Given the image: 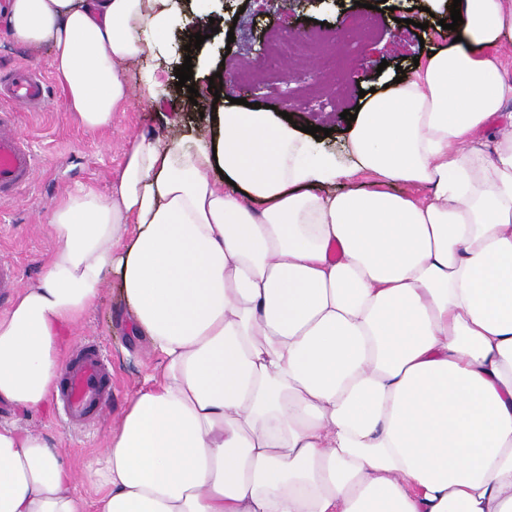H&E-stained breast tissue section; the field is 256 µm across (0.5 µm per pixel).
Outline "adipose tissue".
Segmentation results:
<instances>
[{"label":"adipose tissue","instance_id":"obj_1","mask_svg":"<svg viewBox=\"0 0 512 512\" xmlns=\"http://www.w3.org/2000/svg\"><path fill=\"white\" fill-rule=\"evenodd\" d=\"M461 15L365 101L347 159L222 105L198 133L133 136L111 195L52 211L46 270L0 318V401L47 408L113 278L162 367L87 467L94 501L41 434L0 423V512H512V0ZM7 22L53 44L85 128L160 103L156 69L134 90L122 71L166 51L158 0H8ZM362 173L380 189L333 192Z\"/></svg>","mask_w":512,"mask_h":512}]
</instances>
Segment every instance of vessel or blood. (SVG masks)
Listing matches in <instances>:
<instances>
[{"instance_id":"1","label":"vessel or blood","mask_w":512,"mask_h":512,"mask_svg":"<svg viewBox=\"0 0 512 512\" xmlns=\"http://www.w3.org/2000/svg\"><path fill=\"white\" fill-rule=\"evenodd\" d=\"M48 85L35 66L0 71V201L19 197L30 185L39 163L19 130L17 109L41 110ZM112 390V375L93 343H84L69 359L57 385L70 424L80 425L97 414Z\"/></svg>"}]
</instances>
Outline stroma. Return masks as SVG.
<instances>
[{
  "instance_id": "stroma-1",
  "label": "stroma",
  "mask_w": 512,
  "mask_h": 512,
  "mask_svg": "<svg viewBox=\"0 0 512 512\" xmlns=\"http://www.w3.org/2000/svg\"><path fill=\"white\" fill-rule=\"evenodd\" d=\"M368 2L376 7L369 15L354 0H309L302 7L287 0H215L218 32L196 51V103L173 93L156 113L133 99L113 115L109 126L96 130L83 128L69 111L52 45L17 43L0 24V68L31 61L41 65L49 84L45 108L19 115L40 160L34 182L17 199L0 204V255L15 262L21 285L41 278L56 248L48 225L50 210L80 186L111 194L129 137L152 131L179 138L208 126L215 102L209 79L222 67L238 73L229 90L232 98L280 109L285 107L284 95H291L293 122L330 129L328 146L342 150L347 123L341 114L360 105V91L383 90L401 71L410 70L414 60L425 59L429 49L445 44L437 18L424 10L426 0ZM421 20L427 21V29L418 28ZM337 28L348 32L345 42L335 41ZM289 31L307 32L311 41L305 50L283 59L279 52ZM130 319L120 289L108 284L62 347L67 355L87 341L98 345L112 371V395L102 416L80 427L69 426L62 404L54 399L47 411L32 415L1 402L0 421H15L42 434L76 472H83L117 426L127 400L161 365L147 338L128 334Z\"/></svg>"
}]
</instances>
